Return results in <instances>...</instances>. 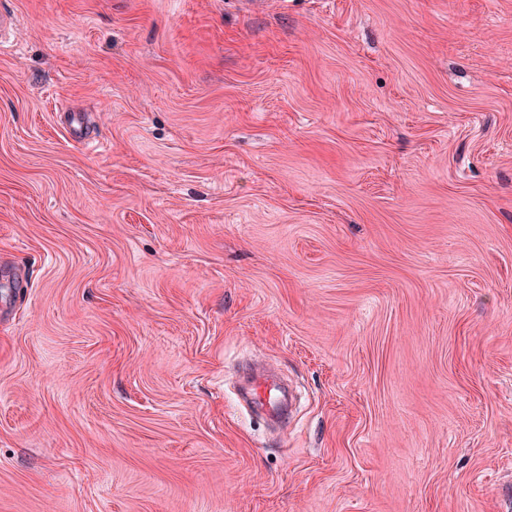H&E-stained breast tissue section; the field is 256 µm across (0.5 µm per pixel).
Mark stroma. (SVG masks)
Here are the masks:
<instances>
[{
	"label": "stroma",
	"instance_id": "stroma-1",
	"mask_svg": "<svg viewBox=\"0 0 512 512\" xmlns=\"http://www.w3.org/2000/svg\"><path fill=\"white\" fill-rule=\"evenodd\" d=\"M1 5L0 512H512V0ZM250 403L266 409L271 419H283L288 414V405L276 385L264 374H255L250 383Z\"/></svg>",
	"mask_w": 512,
	"mask_h": 512
}]
</instances>
